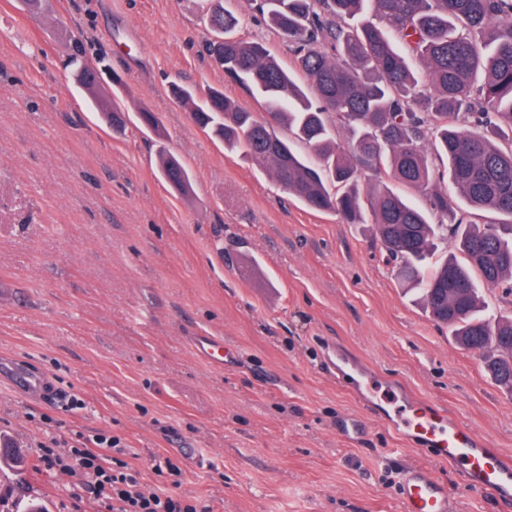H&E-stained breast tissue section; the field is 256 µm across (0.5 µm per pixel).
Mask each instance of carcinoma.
<instances>
[{
  "label": "carcinoma",
  "instance_id": "cac0c4a2",
  "mask_svg": "<svg viewBox=\"0 0 512 512\" xmlns=\"http://www.w3.org/2000/svg\"><path fill=\"white\" fill-rule=\"evenodd\" d=\"M254 2L293 47L296 70L261 42L230 36L238 18L222 6L210 26L224 42L210 51L224 56L228 79L262 99L272 122L219 88L197 100L175 86L174 97L307 207L374 224L426 310L512 393V317L495 314L478 288L512 283V0ZM77 76L93 93L91 68L80 65ZM97 106L112 126L125 124L117 105ZM275 123L292 137L279 136ZM433 154L447 160L448 187ZM159 172L189 190L178 158L161 154ZM461 202L501 221L466 222ZM450 244L456 253L425 264ZM0 461L24 466L5 443Z\"/></svg>",
  "mask_w": 512,
  "mask_h": 512
}]
</instances>
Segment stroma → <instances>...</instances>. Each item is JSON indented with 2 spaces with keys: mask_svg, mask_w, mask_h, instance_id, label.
<instances>
[{
  "mask_svg": "<svg viewBox=\"0 0 512 512\" xmlns=\"http://www.w3.org/2000/svg\"><path fill=\"white\" fill-rule=\"evenodd\" d=\"M235 37L287 41L248 0ZM210 0H0V437L26 455L0 463V512L19 497L49 512H99L58 452L120 437L142 487L159 460L212 512H402L397 472L431 463L366 402L389 386L444 406L512 453V393L457 346L398 276L372 225L346 224L287 194L199 128L171 95L223 89L266 118L259 98L205 50ZM105 62L103 96L131 115L112 129L68 63ZM124 80L112 88V72ZM149 110L158 130L136 119ZM192 178L158 175L160 151ZM209 336L230 349L211 363ZM40 373L59 403L18 393ZM360 433H337L342 418Z\"/></svg>",
  "mask_w": 512,
  "mask_h": 512,
  "instance_id": "1",
  "label": "stroma"
}]
</instances>
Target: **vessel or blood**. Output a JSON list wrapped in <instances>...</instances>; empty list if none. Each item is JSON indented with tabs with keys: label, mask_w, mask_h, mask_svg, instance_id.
Wrapping results in <instances>:
<instances>
[{
	"label": "vessel or blood",
	"mask_w": 512,
	"mask_h": 512,
	"mask_svg": "<svg viewBox=\"0 0 512 512\" xmlns=\"http://www.w3.org/2000/svg\"><path fill=\"white\" fill-rule=\"evenodd\" d=\"M380 419L408 443L434 451L433 465H411L399 473L403 512H455L454 499L434 469L438 463L455 467L464 488L512 503V455L444 407L412 398L404 409L385 410Z\"/></svg>",
	"instance_id": "obj_1"
}]
</instances>
